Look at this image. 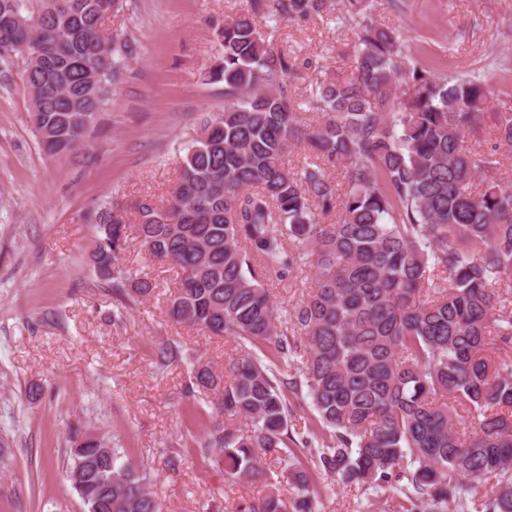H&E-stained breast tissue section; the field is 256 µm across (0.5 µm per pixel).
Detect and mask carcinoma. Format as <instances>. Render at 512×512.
<instances>
[{
  "mask_svg": "<svg viewBox=\"0 0 512 512\" xmlns=\"http://www.w3.org/2000/svg\"><path fill=\"white\" fill-rule=\"evenodd\" d=\"M103 2L0 0V65L11 51L26 56L31 121L51 155L83 142L127 65V46L102 33ZM323 8L251 0L217 29L208 81L224 83V111L187 148L165 205L140 200L130 225L109 203L94 213V273L112 292L115 319L154 292L126 263L132 227L150 256L181 271L167 303L173 323L255 349L222 372L195 365L187 387L217 396L201 456L249 480L278 453L269 492L249 512H313L311 468L349 486L393 488L403 512H512V358L487 355L512 350V185L465 140L479 133L493 75L405 70L402 35L368 17V0H347L340 20L350 21L356 67L311 92L320 116L307 126L288 93L295 63L256 18ZM400 73L410 82L401 99ZM493 119L512 147V112ZM300 140L314 158L295 170L285 156ZM331 168L343 174L341 194ZM332 212L335 222L321 220ZM256 264L279 282L307 265L315 276L285 307ZM297 358L302 377H284ZM186 359L174 340L156 353L162 368ZM293 396L328 429L322 447L290 430ZM65 441L62 469L78 475L70 485L86 512H162L149 473L124 449L78 425ZM282 482L298 491L290 507Z\"/></svg>",
  "mask_w": 512,
  "mask_h": 512,
  "instance_id": "1",
  "label": "carcinoma"
}]
</instances>
